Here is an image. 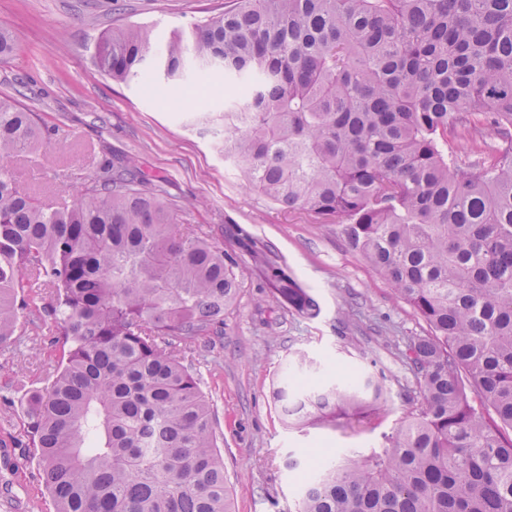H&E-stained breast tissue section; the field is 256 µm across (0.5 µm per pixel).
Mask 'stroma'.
<instances>
[{
	"instance_id": "35a3bbf8",
	"label": "stroma",
	"mask_w": 512,
	"mask_h": 512,
	"mask_svg": "<svg viewBox=\"0 0 512 512\" xmlns=\"http://www.w3.org/2000/svg\"><path fill=\"white\" fill-rule=\"evenodd\" d=\"M228 2L0 0V26L20 44L0 65V95L16 98L54 130L26 167L29 188L76 195L94 178L101 152L133 159L163 178L181 225L203 231L237 261L241 294L225 310L221 332L205 336L187 363L213 406L236 512H295L301 481L286 458L304 457L319 441L340 454L380 448L384 434L416 408L400 353L430 329L335 225L271 203L225 161L230 87L222 71L203 85L189 75L169 86L160 76L151 89L112 81L95 63L96 43L112 28L140 24L160 44L223 13ZM257 246L316 296L319 316L279 306L251 257ZM41 321V312L21 310L17 349H0V512H29L40 478L24 434L26 406L62 356ZM299 352L318 363L321 384L373 376L384 390L378 411L342 417L333 427L286 426L272 390Z\"/></svg>"
}]
</instances>
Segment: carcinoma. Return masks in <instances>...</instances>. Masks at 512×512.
Listing matches in <instances>:
<instances>
[{"label": "carcinoma", "mask_w": 512, "mask_h": 512, "mask_svg": "<svg viewBox=\"0 0 512 512\" xmlns=\"http://www.w3.org/2000/svg\"><path fill=\"white\" fill-rule=\"evenodd\" d=\"M16 50L0 28V62ZM114 81L188 62L245 82L224 157L271 202L336 225L429 325L407 343L418 406L384 445L302 473L296 512H512V0H236L163 46L137 25L96 45ZM469 151L448 154V130ZM0 96V347L40 294L63 347L29 398L53 512H232L212 404L184 364L240 295L237 262L185 233L156 181L103 158L79 196L41 199L20 158L50 139ZM498 140L490 162L485 137ZM283 308L315 297L264 259ZM298 355L285 422L334 425L382 388L313 386ZM474 393L482 409L475 408Z\"/></svg>", "instance_id": "carcinoma-1"}]
</instances>
